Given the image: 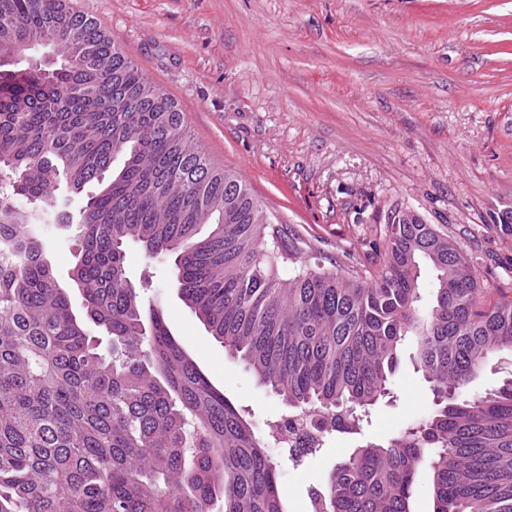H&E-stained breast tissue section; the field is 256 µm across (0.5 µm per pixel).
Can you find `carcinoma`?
I'll use <instances>...</instances> for the list:
<instances>
[{"label":"carcinoma","instance_id":"1","mask_svg":"<svg viewBox=\"0 0 512 512\" xmlns=\"http://www.w3.org/2000/svg\"><path fill=\"white\" fill-rule=\"evenodd\" d=\"M34 46L47 64L25 57ZM1 71L0 512H208L218 498L224 512H285L264 441L145 307L130 243L174 258L180 300L294 409L289 425L356 431L415 337L433 413L356 448L313 512H410L422 466L434 512H512V377L458 394L512 353V299L486 301L474 263L434 225L393 213L369 281L298 261L247 185L193 143L175 100L67 0H0ZM89 185L65 225L77 314L39 224L60 187ZM422 260L436 273L425 311Z\"/></svg>","mask_w":512,"mask_h":512}]
</instances>
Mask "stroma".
I'll return each mask as SVG.
<instances>
[{
  "instance_id": "1",
  "label": "stroma",
  "mask_w": 512,
  "mask_h": 512,
  "mask_svg": "<svg viewBox=\"0 0 512 512\" xmlns=\"http://www.w3.org/2000/svg\"><path fill=\"white\" fill-rule=\"evenodd\" d=\"M97 18L146 78L179 104L218 166L326 267L380 271L389 216L410 211L472 258L491 297L512 296V0H70ZM69 287L71 232L41 228ZM133 279L258 436L288 414L179 299L166 259L126 249ZM407 339L388 396L358 434L293 461L268 443L287 512L358 446L426 419L432 395Z\"/></svg>"
}]
</instances>
